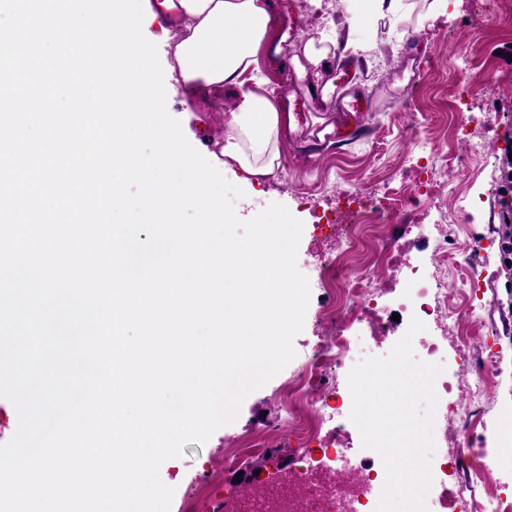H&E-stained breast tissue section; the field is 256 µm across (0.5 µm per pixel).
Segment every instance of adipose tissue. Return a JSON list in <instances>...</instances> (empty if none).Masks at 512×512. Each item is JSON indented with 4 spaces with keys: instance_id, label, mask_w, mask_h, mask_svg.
<instances>
[{
    "instance_id": "1",
    "label": "adipose tissue",
    "mask_w": 512,
    "mask_h": 512,
    "mask_svg": "<svg viewBox=\"0 0 512 512\" xmlns=\"http://www.w3.org/2000/svg\"><path fill=\"white\" fill-rule=\"evenodd\" d=\"M155 7L169 24L168 70L192 97L241 86L245 75L257 71L258 51L276 25L272 0H156ZM286 119L272 97L242 93L217 136L220 157L249 177L273 175Z\"/></svg>"
}]
</instances>
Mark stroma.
<instances>
[{
	"label": "stroma",
	"instance_id": "1",
	"mask_svg": "<svg viewBox=\"0 0 512 512\" xmlns=\"http://www.w3.org/2000/svg\"><path fill=\"white\" fill-rule=\"evenodd\" d=\"M431 0H401L397 14L381 16L371 0H273L277 33L283 43L263 45L259 54L261 81H245L242 89L272 95L279 111L295 119L284 130L281 167L265 182L246 181L241 169L226 165L223 177L240 187L233 207L240 219L256 216L268 205H285L303 224L297 266L315 278L325 255L335 248V234L316 224L317 213L335 208L338 194L378 189L382 180L410 184L418 169L419 150L411 133H418L428 151H451L458 161L448 172L449 196H463L462 206L441 211L414 206L400 215L396 233L409 247L406 261L380 273L378 302L387 313L398 314L390 335L355 351V360L386 356L407 331L411 314L400 298L412 267L438 276L449 291L465 299L476 319V348L472 357L491 356L499 362L495 383L485 388L481 402L486 425L475 442L502 447L500 430L512 423V271L499 252L501 222V162L512 144V24L488 23L474 10L475 0H450L445 12L428 13ZM355 27L365 49L354 65L333 63L327 78L334 90L314 96L307 81L298 80L294 57L302 56L306 35L318 29L346 32ZM467 89L471 106L463 116L474 138L486 146L480 161L465 163L467 144L448 138L451 105L460 89ZM239 89V90H242ZM239 90L225 89L200 102L170 82L169 114L180 121L188 142L202 155L216 149L215 141L232 111ZM448 227V256L440 265L432 259L438 248L437 225ZM482 240L485 251L477 278L467 272L464 243ZM326 301L322 289H312L304 328L294 339L296 361L290 362L263 387L243 401L234 422L217 429L202 444L184 446L180 457L164 461L162 482L174 489L170 512H210L234 473L224 470V450L233 439L249 434L266 418L275 417L280 392L297 370L298 358L325 335L320 311ZM436 450L431 463L432 485L426 506L457 512L455 480L445 479L447 455L459 448L458 430L434 428Z\"/></svg>",
	"mask_w": 512,
	"mask_h": 512
}]
</instances>
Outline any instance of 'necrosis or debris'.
I'll use <instances>...</instances> for the list:
<instances>
[{
    "instance_id": "necrosis-or-debris-1",
    "label": "necrosis or debris",
    "mask_w": 512,
    "mask_h": 512,
    "mask_svg": "<svg viewBox=\"0 0 512 512\" xmlns=\"http://www.w3.org/2000/svg\"><path fill=\"white\" fill-rule=\"evenodd\" d=\"M440 175V169L431 166L425 180L415 182L402 193L387 187L380 200L358 196L353 206L338 207V214L354 213L356 221L341 225L338 249L317 273L319 284L331 296L321 312L329 334L312 348L288 381L281 399L282 421L266 423L230 443L224 450L225 468L235 467L246 456L263 451L285 423L304 443L320 440L330 403L336 396V375L346 367L358 346L351 329L355 324L367 323L372 339L377 340L383 336L387 323L383 310L373 306L374 293L366 287L364 270L353 258L363 248L370 251L378 267L404 257V249L397 240L388 237L386 228L397 218L398 206L409 207L423 198H446ZM409 295L419 303L422 322L452 314L459 326L457 342L465 347L471 344L472 311L454 301L447 288H435L429 281L417 280L411 283ZM378 459L376 452L367 449L359 464L350 465L346 462L345 447L339 446L332 463L289 467L282 479L289 489L287 500H280L271 487L249 485L225 491L219 512H375L379 499L372 490L385 482V471L378 468ZM498 459V453L474 443L457 449L451 467L462 476L458 484L459 512H512V497L499 490Z\"/></svg>"
}]
</instances>
